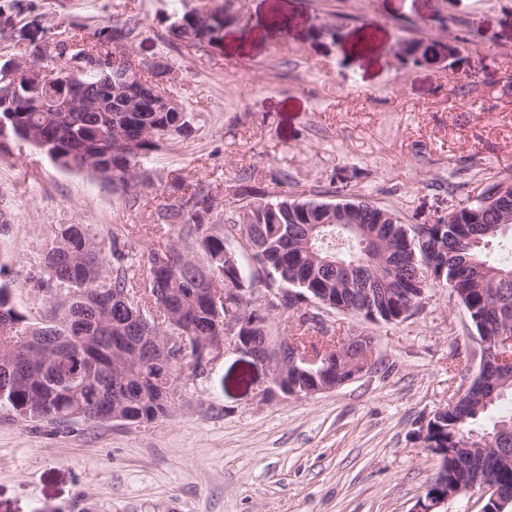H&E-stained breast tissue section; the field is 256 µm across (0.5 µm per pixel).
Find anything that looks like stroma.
I'll return each mask as SVG.
<instances>
[{"label":"stroma","instance_id":"obj_1","mask_svg":"<svg viewBox=\"0 0 512 512\" xmlns=\"http://www.w3.org/2000/svg\"><path fill=\"white\" fill-rule=\"evenodd\" d=\"M23 3L0 63L80 24L127 25L135 38L111 51L167 57L163 87L194 127L153 152L127 194L27 142L0 151V280L31 317L48 304L34 275L59 225L121 235L140 287L149 252L178 234L160 228L159 206L199 185L224 209L226 179L247 172L267 187L282 173L295 193L430 224L512 181V0H231L221 41L197 48L176 45L169 26L200 0ZM413 38L432 42L439 64H403ZM328 320L372 336L374 357L313 395H259L263 371L229 347L181 378L172 414L149 423L62 428L0 408V512H411L439 469L417 433L479 364L468 314L431 281L404 321Z\"/></svg>","mask_w":512,"mask_h":512}]
</instances>
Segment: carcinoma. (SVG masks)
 Masks as SVG:
<instances>
[{
	"mask_svg": "<svg viewBox=\"0 0 512 512\" xmlns=\"http://www.w3.org/2000/svg\"><path fill=\"white\" fill-rule=\"evenodd\" d=\"M113 28L78 27L57 42L45 69L58 76L57 61L69 64L89 52L109 65ZM173 38L196 47L197 29L188 11L170 24ZM17 77L0 66V120L9 136L26 138L8 115V100L26 94ZM137 112H27L25 123L40 136L36 147L71 170L86 171L112 190L131 186L137 167L164 139L192 136L187 112H157L155 100L138 102ZM123 136L137 138V158L117 149ZM119 175L107 179V170ZM272 197L264 187L238 177L227 184L238 204L229 213L214 209L213 197L195 187L186 201L159 206L165 224L178 227L177 239L147 257L148 291L133 289L123 261L125 242L114 234L110 246L81 224H63L46 248L36 276L50 293L49 305L34 322L13 301V288L0 282V407L26 421L64 425L78 420L127 424L172 414L163 380L204 372L200 361L167 365L161 361L165 336H185L202 344L224 335V324L244 319L248 335L262 343L266 316L255 300L270 288L288 289V307L317 302L349 311L367 322H399L402 312L424 293V272L434 267L441 283L488 331L512 330V260L489 259V246L512 238V223H498L496 211L483 224L461 216L409 229L392 211L368 201L357 214L359 226L375 234L370 247L351 224L336 223L332 203L298 199L285 189ZM244 285L245 290L237 287ZM303 349L319 352L324 335L315 319L300 318L288 332ZM512 393V369H486L474 378L465 398L434 413L431 440L451 453L437 482L467 486L492 476L512 494V415L486 423L488 409Z\"/></svg>",
	"mask_w": 512,
	"mask_h": 512,
	"instance_id": "obj_1",
	"label": "carcinoma"
}]
</instances>
